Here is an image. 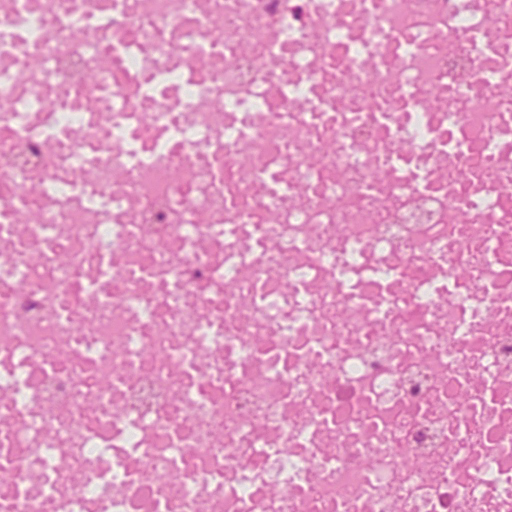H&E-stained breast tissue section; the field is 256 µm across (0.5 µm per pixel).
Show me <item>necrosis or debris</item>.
<instances>
[{"label":"necrosis or debris","instance_id":"necrosis-or-debris-1","mask_svg":"<svg viewBox=\"0 0 512 512\" xmlns=\"http://www.w3.org/2000/svg\"><path fill=\"white\" fill-rule=\"evenodd\" d=\"M0 512H512V0H0Z\"/></svg>","mask_w":512,"mask_h":512}]
</instances>
